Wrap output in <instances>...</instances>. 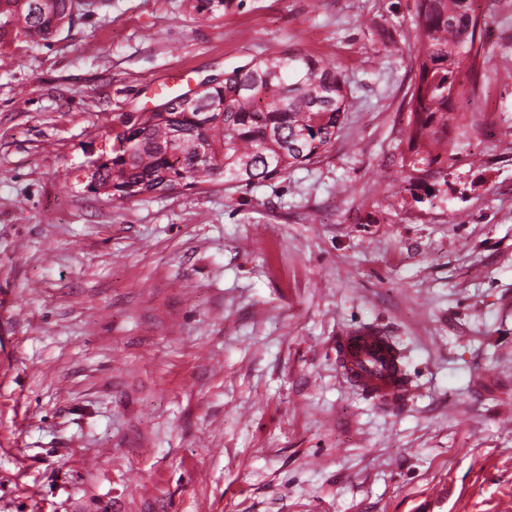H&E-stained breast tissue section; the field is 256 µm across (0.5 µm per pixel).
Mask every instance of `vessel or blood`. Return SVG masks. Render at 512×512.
<instances>
[{
  "mask_svg": "<svg viewBox=\"0 0 512 512\" xmlns=\"http://www.w3.org/2000/svg\"><path fill=\"white\" fill-rule=\"evenodd\" d=\"M338 357L346 377L378 402H395L410 389L398 349L387 336L363 327L341 336Z\"/></svg>",
  "mask_w": 512,
  "mask_h": 512,
  "instance_id": "1",
  "label": "vessel or blood"
}]
</instances>
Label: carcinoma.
I'll list each match as a JSON object with an SVG mask.
<instances>
[{"mask_svg":"<svg viewBox=\"0 0 512 512\" xmlns=\"http://www.w3.org/2000/svg\"><path fill=\"white\" fill-rule=\"evenodd\" d=\"M233 0H193L201 18ZM73 0H0V41H47ZM415 81L401 167L409 181L448 184L443 158L463 126L488 56L479 0H414ZM347 112L336 65L300 51L253 61L194 92L112 120L109 149L91 164L87 191L129 201L178 187L260 183L312 163L336 141Z\"/></svg>","mask_w":512,"mask_h":512,"instance_id":"1","label":"carcinoma"}]
</instances>
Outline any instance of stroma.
Listing matches in <instances>:
<instances>
[{
  "instance_id": "obj_1",
  "label": "stroma",
  "mask_w": 512,
  "mask_h": 512,
  "mask_svg": "<svg viewBox=\"0 0 512 512\" xmlns=\"http://www.w3.org/2000/svg\"><path fill=\"white\" fill-rule=\"evenodd\" d=\"M481 8L431 197L400 166L413 0H78L0 42V512H512V0ZM297 49L345 80L319 159L86 191L115 114ZM358 327L403 354L396 404L344 374Z\"/></svg>"
}]
</instances>
